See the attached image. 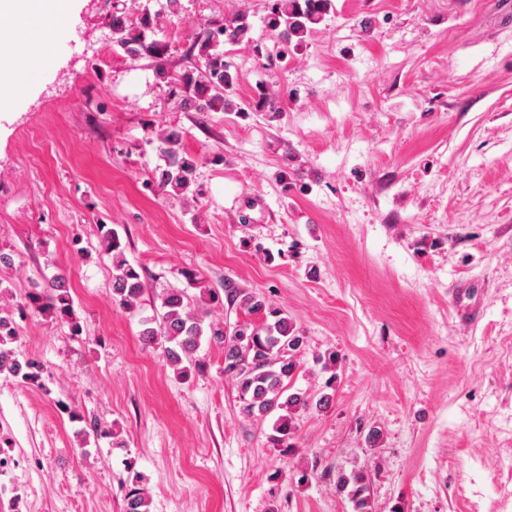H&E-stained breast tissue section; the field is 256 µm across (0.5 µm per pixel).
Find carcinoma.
I'll use <instances>...</instances> for the list:
<instances>
[{
    "label": "carcinoma",
    "instance_id": "obj_1",
    "mask_svg": "<svg viewBox=\"0 0 512 512\" xmlns=\"http://www.w3.org/2000/svg\"><path fill=\"white\" fill-rule=\"evenodd\" d=\"M330 7V0H265L266 25L273 31H281L285 45L272 56L257 43L254 45L257 55L268 62L285 60L288 45L305 42ZM159 17L160 14L147 10L136 23L129 24L125 16H113L112 33L116 42L132 57L154 59L156 77L179 87L175 92L179 104L192 106L198 112L224 111L225 94L236 83L231 63L225 59L224 45L251 40L252 26L247 17H234L197 33L190 52L196 54L200 66L177 77L168 72L164 63L170 45L153 37ZM181 140L182 133L176 129L156 135V149L165 158V164L156 169L154 184L163 194L186 197L192 192L197 159L179 150ZM101 242L104 250L112 255V300L129 312L137 310L144 291L139 270L125 258L116 229L106 230ZM48 288L47 295L30 293L18 300L5 279L0 278V375L42 389L46 388L44 364L34 358L19 359L11 344L18 336L16 309L48 313L71 324L73 334H78L67 278L54 275L48 280ZM239 298V305L249 319L229 328L224 321L212 318L209 310L192 307L185 290L166 288L160 295L161 311L142 320L140 336L144 344L159 346L167 366L180 380L189 379L199 368L196 354L202 340L218 347L224 355V375L234 381L243 412L253 419L273 418L268 439L286 457L295 448L299 414L314 408L326 409L332 402L336 373H331L325 382L329 392L317 398L294 387L291 380L300 366L306 337L293 318L264 296L242 292ZM128 472L123 512H150V502L134 464L128 465ZM369 490L367 468L357 466L338 472L336 491L345 496L352 512H370Z\"/></svg>",
    "mask_w": 512,
    "mask_h": 512
}]
</instances>
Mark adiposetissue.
Returning <instances> with one entry per match:
<instances>
[{
	"label": "adipose tissue",
	"instance_id": "obj_1",
	"mask_svg": "<svg viewBox=\"0 0 512 512\" xmlns=\"http://www.w3.org/2000/svg\"><path fill=\"white\" fill-rule=\"evenodd\" d=\"M70 12V0H0V13L19 20L18 29L0 32V43L25 41L32 49L46 46L44 21L62 19Z\"/></svg>",
	"mask_w": 512,
	"mask_h": 512
}]
</instances>
